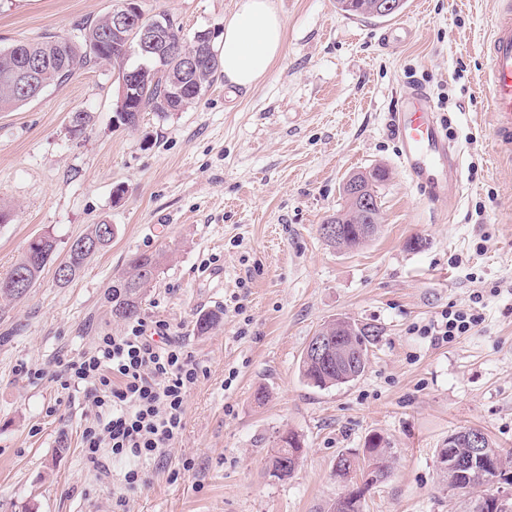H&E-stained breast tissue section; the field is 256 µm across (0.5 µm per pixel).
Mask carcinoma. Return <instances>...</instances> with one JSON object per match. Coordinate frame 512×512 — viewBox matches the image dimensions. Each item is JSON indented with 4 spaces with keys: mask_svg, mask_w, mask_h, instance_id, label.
<instances>
[{
    "mask_svg": "<svg viewBox=\"0 0 512 512\" xmlns=\"http://www.w3.org/2000/svg\"><path fill=\"white\" fill-rule=\"evenodd\" d=\"M395 9L391 13H382L378 10V0H336V8L349 15L363 18L392 17L400 13L405 5V0H393ZM140 24L133 26L124 33V36L114 39L110 34L112 15L107 14L99 18L95 23L83 28L81 41L74 42L66 37L53 36L41 41H21L0 49V110L15 107L31 99V96L24 94L14 83L12 73L18 64L24 59L44 60L45 67L42 73L43 86L64 81L72 76L75 71L92 60H104L112 63V66L122 71L126 69L125 61L127 51L136 46V42L145 27L155 25L163 16L156 14L151 17L145 16L143 11H138ZM171 41L173 48L180 51H192L199 45L201 33L194 34L192 40H186L182 35V28L171 24ZM144 63L141 69L144 74L140 76L139 85L135 90L136 111L127 110V105L117 106V119L129 126H136L139 118L144 112H154L160 117H165L172 112V109L164 105L168 99L169 87L172 79L177 76L178 69L175 66L174 58L169 56L160 59L152 54L144 55L137 53ZM219 60L216 52L210 53V59L203 65L195 77L196 90L190 100L183 102L188 107L199 99L200 96L211 86L214 76L218 71ZM387 178L386 170L374 168L367 173H357L350 177L352 181H359L367 188L369 195L378 197V188ZM355 213V223L347 224L345 241L350 250L357 249L364 244L355 231L357 224H371L374 217L380 214V209L375 208L368 213L359 211L352 201H347L346 208L341 216L347 217ZM101 225L95 224L84 235L73 240L65 260L58 265V269L65 272V277H57V282L66 284L78 276L84 269L87 262L97 253L105 249L112 242L107 238L104 243L94 250L83 249L80 243L87 240L92 241L100 237ZM55 253L54 241L48 236H35L31 238L22 257L13 266L10 273L0 278V298L13 300L23 295V292L11 288L14 277L20 273L26 274L27 287L31 288L39 280L46 265L53 260ZM166 257L160 254H135L128 261L129 271L127 275L119 277L112 282L108 299L111 303L112 316L118 320H132L136 318L141 309L142 300L148 290L158 279ZM223 318L220 311H211L201 315L196 323L197 333L203 335L216 327ZM378 334L374 327L367 324L356 328L354 336L350 337L353 346L363 352H368L371 345L377 340ZM302 376L312 385L319 388L331 387L351 381V375L345 370L336 367V362L327 365L314 358H302ZM285 441L283 445H275L267 457L269 473L284 480L293 475L294 470L284 469L279 465V455L288 452L289 449L299 451L302 443L299 436L290 431L287 437H279ZM369 468V475L373 476V482H378L386 475L390 467V457L367 459L365 466L359 470ZM446 488L461 492H468L473 489L494 485V474L486 471L483 466L476 465L468 471V475L460 477L450 469L444 472Z\"/></svg>",
    "mask_w": 512,
    "mask_h": 512,
    "instance_id": "carcinoma-1",
    "label": "carcinoma"
}]
</instances>
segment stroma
Wrapping results in <instances>:
<instances>
[{"mask_svg":"<svg viewBox=\"0 0 512 512\" xmlns=\"http://www.w3.org/2000/svg\"><path fill=\"white\" fill-rule=\"evenodd\" d=\"M273 2L284 54L252 89L229 93L219 74L190 108L129 128L115 121L116 70L93 61L0 112V205L13 212L0 224V276L31 237H53L61 260L92 225L116 230L72 282L49 265L24 297L0 299V512H112L124 466L107 452L86 460L87 400L50 375L124 329L107 294L134 253L167 257L141 319L166 322L203 373L180 442L145 466L130 512H323L345 488L337 456H365L374 435L391 467L363 512H462L436 466L449 435L478 427L512 452V161L495 154L483 84L500 0H407L391 20L346 16L336 0ZM121 3L0 0V48L79 40ZM234 3L139 0L216 42ZM397 23L410 40L382 48ZM415 88L448 98L437 115L459 151L458 199L426 201L399 163L393 114ZM76 112L87 122L75 132ZM375 167L389 173L377 235L352 251L327 245L318 227L343 208L345 182ZM417 237L424 247L409 249ZM471 307L482 322L465 335H421ZM214 310L222 322L198 334ZM337 318L380 336L361 376L320 389L299 365ZM290 430L303 454L281 481L264 460Z\"/></svg>","mask_w":512,"mask_h":512,"instance_id":"stroma-1","label":"stroma"}]
</instances>
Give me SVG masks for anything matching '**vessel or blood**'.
Segmentation results:
<instances>
[{
  "mask_svg": "<svg viewBox=\"0 0 512 512\" xmlns=\"http://www.w3.org/2000/svg\"><path fill=\"white\" fill-rule=\"evenodd\" d=\"M484 79L495 153L512 159V0L501 8L485 45ZM393 126L401 142L400 163L423 190L427 201L457 197L463 190L458 161L449 151L448 138L438 122L430 96L423 90L407 93Z\"/></svg>",
  "mask_w": 512,
  "mask_h": 512,
  "instance_id": "vessel-or-blood-1",
  "label": "vessel or blood"
}]
</instances>
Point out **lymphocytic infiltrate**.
I'll return each instance as SVG.
<instances>
[{
	"mask_svg": "<svg viewBox=\"0 0 512 512\" xmlns=\"http://www.w3.org/2000/svg\"><path fill=\"white\" fill-rule=\"evenodd\" d=\"M472 301L481 303V295ZM474 306L445 312L441 323L424 327V335L450 342L468 333L482 321ZM167 330L159 321L133 320L120 334L98 337L89 352L59 361L52 374L61 389H83L94 407L82 431L86 460L98 463L106 448L130 463L121 477L123 492L112 497V512H128L127 492L145 484L143 463L181 439L186 397L201 377L193 351Z\"/></svg>",
	"mask_w": 512,
	"mask_h": 512,
	"instance_id": "f902f5d3",
	"label": "lymphocytic infiltrate"
}]
</instances>
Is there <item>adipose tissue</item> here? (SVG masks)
<instances>
[{
	"label": "adipose tissue",
	"instance_id": "adipose-tissue-1",
	"mask_svg": "<svg viewBox=\"0 0 512 512\" xmlns=\"http://www.w3.org/2000/svg\"><path fill=\"white\" fill-rule=\"evenodd\" d=\"M285 25L272 0H238L224 21L219 51L226 87L249 89L263 82L282 57Z\"/></svg>",
	"mask_w": 512,
	"mask_h": 512
}]
</instances>
